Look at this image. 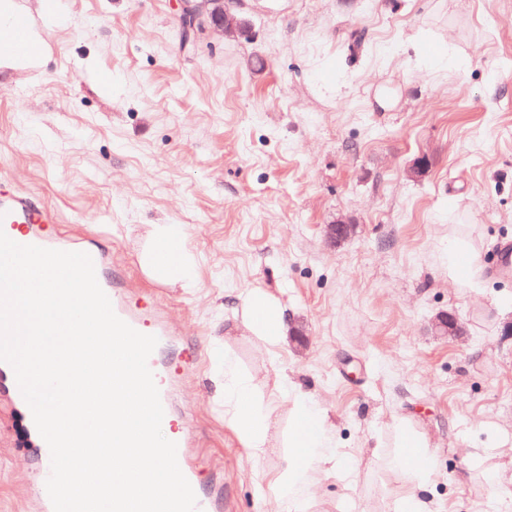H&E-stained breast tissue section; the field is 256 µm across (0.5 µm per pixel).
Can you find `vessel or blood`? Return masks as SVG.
<instances>
[{
    "instance_id": "b4317fda",
    "label": "vessel or blood",
    "mask_w": 512,
    "mask_h": 512,
    "mask_svg": "<svg viewBox=\"0 0 512 512\" xmlns=\"http://www.w3.org/2000/svg\"><path fill=\"white\" fill-rule=\"evenodd\" d=\"M57 216L48 208L38 207L31 200L14 190L0 189V230L6 235L14 236L16 243L52 247L53 242L40 230L41 225L57 223ZM91 256L97 281L111 301L116 315L135 330H142L144 319L141 313L129 308L126 304L127 290L117 274L109 272L107 256L98 248L88 250ZM154 381L160 392L164 409V424L169 425V438L177 445V461L187 480H194L196 461L188 450V437L184 427L176 425V410L167 383V372L159 353H152L148 359Z\"/></svg>"
}]
</instances>
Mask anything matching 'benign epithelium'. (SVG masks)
Segmentation results:
<instances>
[{
  "label": "benign epithelium",
  "instance_id": "1",
  "mask_svg": "<svg viewBox=\"0 0 512 512\" xmlns=\"http://www.w3.org/2000/svg\"><path fill=\"white\" fill-rule=\"evenodd\" d=\"M231 0H179L175 20L186 23V28L194 32V42H199L210 33H235L246 35L251 29L248 19L234 12ZM354 225L345 221H333L324 225V237L328 245L334 247L347 240ZM435 335L444 339L465 335V328L453 310L441 311L431 320Z\"/></svg>",
  "mask_w": 512,
  "mask_h": 512
}]
</instances>
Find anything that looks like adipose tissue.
Here are the masks:
<instances>
[{"label":"adipose tissue","mask_w":512,"mask_h":512,"mask_svg":"<svg viewBox=\"0 0 512 512\" xmlns=\"http://www.w3.org/2000/svg\"><path fill=\"white\" fill-rule=\"evenodd\" d=\"M18 12L16 0H0V69L11 70L36 65L43 50L38 31L21 36L12 19ZM27 38L32 52L17 50L20 38ZM146 272L163 281H176L182 287H196L195 258L189 252L178 225H154L150 245L141 256ZM246 316L256 336L267 349L278 347L284 336V315L267 296H251ZM279 393L289 405L291 426L288 443L279 454L282 463L273 473L270 498L279 512H310V486L320 474L348 478L349 466L339 454L331 435L329 417L308 394L288 379H281ZM216 394L224 401V418L248 454L257 460L270 453L272 415L255 394L251 378L234 374L232 364L224 366V385ZM391 438L378 442L374 453L385 467L398 474L402 487L392 512H434L432 502L420 491L436 479L435 454L423 436L406 418L393 421Z\"/></svg>","instance_id":"ef3b65f1"}]
</instances>
